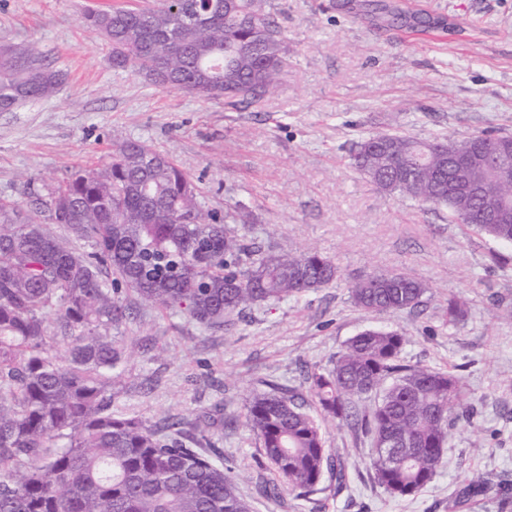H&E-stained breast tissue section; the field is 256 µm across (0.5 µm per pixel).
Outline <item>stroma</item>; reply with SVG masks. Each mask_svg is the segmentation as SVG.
Here are the masks:
<instances>
[{
    "mask_svg": "<svg viewBox=\"0 0 512 512\" xmlns=\"http://www.w3.org/2000/svg\"><path fill=\"white\" fill-rule=\"evenodd\" d=\"M130 0H0V45L37 43L66 79L50 98L0 112V200L29 208L73 169L112 161L136 140L169 155L205 210L246 215L248 235L280 251L317 248L336 262L335 285L256 305L224 330L126 297L120 344L128 359L113 411L148 422H191L221 407L210 433L225 466L248 472L238 490L251 512H512V246L450 222L448 211L379 191L348 165L351 145L379 132L419 139L512 134V0H260L285 42L288 70L274 94L233 104L154 85L112 66L90 31L91 10ZM407 24L391 23L395 13ZM429 19V27L417 18ZM406 270L433 287L414 312L369 313L351 282ZM468 303L446 324L447 294ZM379 326L401 330L411 364L464 378L472 421L452 430L443 464L416 496L395 498L368 468L369 437L325 425L346 466L314 490L269 498L272 477L246 425L251 396L275 383L308 394V371ZM486 492L459 497L474 475Z\"/></svg>",
    "mask_w": 512,
    "mask_h": 512,
    "instance_id": "35a3bbf8",
    "label": "stroma"
}]
</instances>
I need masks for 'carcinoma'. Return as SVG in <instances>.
I'll return each instance as SVG.
<instances>
[{"mask_svg": "<svg viewBox=\"0 0 512 512\" xmlns=\"http://www.w3.org/2000/svg\"><path fill=\"white\" fill-rule=\"evenodd\" d=\"M88 28L112 46V64L152 82L189 78L187 91L246 101L277 89L287 66L274 21L258 0H153L142 7L92 12ZM63 74L34 43L0 48V109L51 96ZM446 136L417 139L377 133L358 142L351 167L381 191L468 216L467 226L512 243V221L493 224L503 188L485 165L487 192L474 198L454 185L473 168L443 175ZM191 177L140 141L115 147L106 168L78 169L41 206L25 211L0 201V512H249L239 476L213 449L198 448L220 419L196 421L187 442L175 425L112 412V385L123 351L114 332L127 317L125 293L201 325L222 329L231 316L262 303L299 298L338 277L315 249L275 251L204 210ZM63 227L83 248L40 220ZM431 285L402 270L373 272L350 285L366 311L413 312ZM451 322L466 303L448 296ZM54 316L56 331L48 316ZM406 336L368 328L351 338L329 368L307 373L311 411L276 384L254 394L246 424L282 486L307 493L333 464L328 421L372 438L369 467L392 497L417 495L441 467L450 431L469 412L462 378L402 358ZM377 396L360 412L359 403Z\"/></svg>", "mask_w": 512, "mask_h": 512, "instance_id": "carcinoma-1", "label": "carcinoma"}]
</instances>
